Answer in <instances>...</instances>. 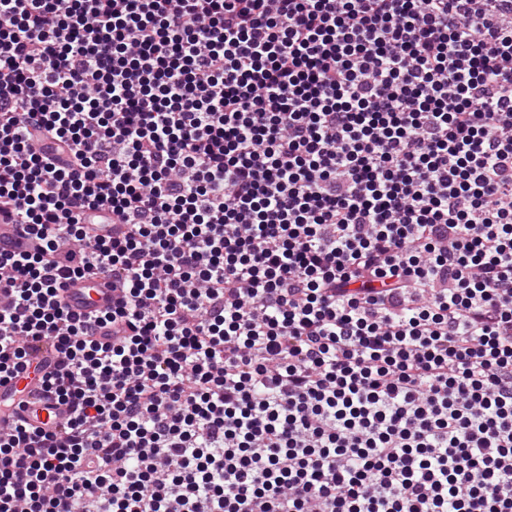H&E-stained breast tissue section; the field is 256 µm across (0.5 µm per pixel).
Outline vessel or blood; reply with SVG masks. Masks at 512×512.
Wrapping results in <instances>:
<instances>
[{"label": "vessel or blood", "mask_w": 512, "mask_h": 512, "mask_svg": "<svg viewBox=\"0 0 512 512\" xmlns=\"http://www.w3.org/2000/svg\"><path fill=\"white\" fill-rule=\"evenodd\" d=\"M23 239L26 251H35L40 241L36 235H24L18 224L0 223V244ZM123 296L120 282L109 277H95L67 282L63 297L70 310L84 316L111 308ZM20 416L32 427L62 429L69 416L67 405L46 391L31 370H23L12 380L0 384V432L9 430L13 414Z\"/></svg>", "instance_id": "1"}]
</instances>
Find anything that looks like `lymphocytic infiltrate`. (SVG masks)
Segmentation results:
<instances>
[{
  "label": "lymphocytic infiltrate",
  "mask_w": 512,
  "mask_h": 512,
  "mask_svg": "<svg viewBox=\"0 0 512 512\" xmlns=\"http://www.w3.org/2000/svg\"><path fill=\"white\" fill-rule=\"evenodd\" d=\"M0 217V512H512V0H0ZM122 283L109 277H95L69 281L63 288V297L70 310L84 316L112 308L123 296ZM27 368L12 380L0 385V432L9 430L11 416L17 411L32 427L60 430L69 416L68 406L59 402L51 392L46 391ZM23 401L22 408L17 406ZM18 409V410H17Z\"/></svg>",
  "instance_id": "1"
}]
</instances>
